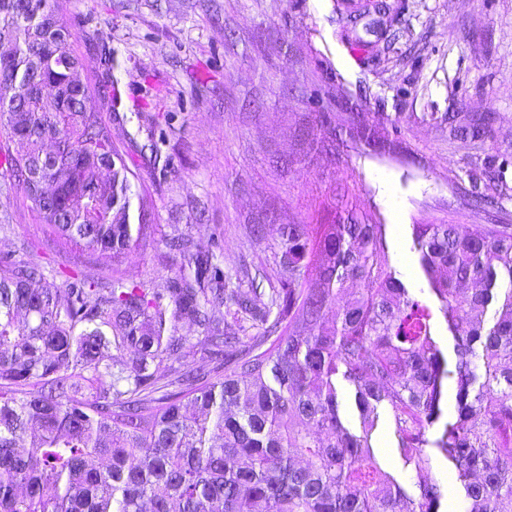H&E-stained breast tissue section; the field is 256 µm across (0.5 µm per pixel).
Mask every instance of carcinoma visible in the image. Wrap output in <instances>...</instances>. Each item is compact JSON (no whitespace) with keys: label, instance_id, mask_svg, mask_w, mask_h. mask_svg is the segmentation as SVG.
<instances>
[{"label":"carcinoma","instance_id":"cac0c4a2","mask_svg":"<svg viewBox=\"0 0 512 512\" xmlns=\"http://www.w3.org/2000/svg\"><path fill=\"white\" fill-rule=\"evenodd\" d=\"M62 9L0 0V134L24 145L4 164L48 237L112 274L59 282L0 261V512H438L447 488L427 479L412 497L374 456L382 405L404 465L430 472L435 449L464 512H512V224L413 225L435 310L395 276L383 225L351 206L331 224L277 225L276 288L224 287L222 256L180 235L160 287L128 278L120 259L152 242L151 217L112 120L87 106L112 108V85L83 76L74 33L52 25ZM495 120L448 116L473 139ZM57 140L47 193L33 177ZM229 317L256 332L225 333ZM448 377L455 419L432 440ZM336 387L339 393V398L342 402L345 424L351 429L356 430L358 426V420L352 406L353 387L348 382L344 381L341 377L336 379Z\"/></svg>","mask_w":512,"mask_h":512}]
</instances>
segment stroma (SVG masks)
<instances>
[{
  "label": "stroma",
  "mask_w": 512,
  "mask_h": 512,
  "mask_svg": "<svg viewBox=\"0 0 512 512\" xmlns=\"http://www.w3.org/2000/svg\"><path fill=\"white\" fill-rule=\"evenodd\" d=\"M385 2L381 14L369 0H68L61 18L86 76L112 82V138L152 212L154 239L123 256V274L161 282L179 232L223 250L228 287L273 288L277 236L252 227L328 224L353 203L383 225L397 278L429 302L415 224H512V0ZM359 12L374 31L344 29ZM454 112L495 113L490 137L450 139ZM347 125L373 142L313 148ZM0 224V252L12 241L46 268L102 273L44 233L1 166ZM371 444L417 495L387 409Z\"/></svg>",
  "instance_id": "obj_1"
}]
</instances>
